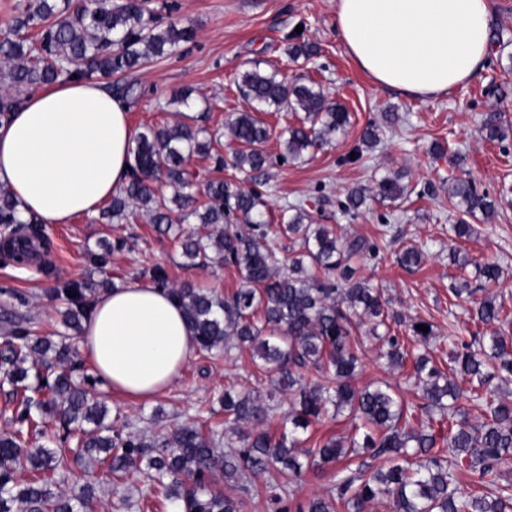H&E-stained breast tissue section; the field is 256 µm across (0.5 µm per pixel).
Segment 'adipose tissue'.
I'll return each mask as SVG.
<instances>
[{"label":"adipose tissue","mask_w":512,"mask_h":512,"mask_svg":"<svg viewBox=\"0 0 512 512\" xmlns=\"http://www.w3.org/2000/svg\"><path fill=\"white\" fill-rule=\"evenodd\" d=\"M490 10L491 0H336V29L377 85L427 100L483 68ZM134 147L124 102L97 81L62 79L0 124V183L23 218L67 224L125 184ZM78 345L106 388L139 399L169 388L196 348L178 302L139 282L97 297Z\"/></svg>","instance_id":"obj_1"}]
</instances>
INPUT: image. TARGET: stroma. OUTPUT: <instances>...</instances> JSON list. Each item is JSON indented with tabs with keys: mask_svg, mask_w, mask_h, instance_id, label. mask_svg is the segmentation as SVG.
I'll list each match as a JSON object with an SVG mask.
<instances>
[{
	"mask_svg": "<svg viewBox=\"0 0 512 512\" xmlns=\"http://www.w3.org/2000/svg\"><path fill=\"white\" fill-rule=\"evenodd\" d=\"M175 18L190 25L194 39L174 56L160 59L145 69L115 75L119 84H135L142 95L128 110L133 130L147 125L178 121L173 96L193 89L196 108L202 111L201 126L220 130L229 113L249 108L236 87L239 75L253 63L277 66L290 80L302 78L321 85L330 100L341 103L350 114L345 136L335 144L309 150L299 163L280 162L278 132L297 124L295 113L264 114L275 132L266 146L270 163L258 171L217 167L208 157L195 156L190 168L201 180L222 178L262 193L267 210L279 217L283 209L299 205L313 223L326 224L343 236H364L380 248L375 261L355 260L360 277L385 289L395 310L406 321L425 320L436 327L430 350L440 348L448 333L449 291L457 269L449 254V225L461 217L448 201L449 187L460 178L471 179L496 204L491 217L472 216L468 222L477 231L475 240L462 243L463 252L497 262L502 275L485 289L512 309V0H492L490 25L504 40L500 61L485 64L469 82L448 96L429 101L407 97L376 85L348 55L336 31L334 0H173ZM313 43L316 55L291 60L292 36ZM508 88L500 96L499 88ZM503 114L507 137L490 142L480 134V118L488 109ZM371 122L381 124L380 141L360 145V134ZM461 153L465 161L454 165L449 157ZM399 178L405 188L396 201L367 199L357 216L341 208L344 193L352 186L374 187L384 177ZM49 243L39 261L17 265L0 259V343L6 321L31 318L36 336L65 340L70 348L78 337L67 333L52 302L55 290L74 281L100 280L114 283L145 281L146 270L163 267L172 286L192 284L227 294L239 288L242 279L231 267L219 264L188 269L173 235L155 230L143 214H134L125 224H102L96 216L81 214L71 223L43 227ZM125 247H116L117 239ZM113 249L105 268H96L92 256L100 241ZM426 245L429 255L416 269L407 270L395 261L405 243ZM378 343L365 338L361 349L363 367L356 385L385 381L397 386L411 405L419 397L409 369H390L377 358ZM80 374L92 375L88 361L77 353ZM269 398L274 415L266 423L270 432L283 429L282 415L289 407L288 395L274 391L255 366L251 350L235 349L215 359L194 353L179 378L163 394L149 402L112 394L104 385L95 392L108 408L115 426L132 421L147 434L186 422L223 426L224 409L218 395L226 385ZM100 487L89 512H135L137 500L150 503L152 512H171L141 474L128 473L122 480L99 474Z\"/></svg>",
	"mask_w": 512,
	"mask_h": 512,
	"instance_id": "35a3bbf8",
	"label": "stroma"
}]
</instances>
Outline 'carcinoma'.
I'll return each mask as SVG.
<instances>
[{
  "instance_id": "cac0c4a2",
  "label": "carcinoma",
  "mask_w": 512,
  "mask_h": 512,
  "mask_svg": "<svg viewBox=\"0 0 512 512\" xmlns=\"http://www.w3.org/2000/svg\"><path fill=\"white\" fill-rule=\"evenodd\" d=\"M163 10L172 5L17 0L7 29L0 32V122L21 106L28 91L61 78L110 79L177 54L193 40L194 30L172 19L163 22ZM237 87L251 108L230 113L224 130L236 145L233 165L240 170L261 169L268 162L264 146L272 129L260 112H304L285 130L280 154L285 161H301L309 149L329 146L346 133L349 113L313 82L289 83L278 68L262 69L256 62L239 75ZM178 102L185 108L183 119L147 125L136 135L129 179L103 207L101 218L126 224L138 209L161 233L192 219L200 224L179 237L187 266L222 263L241 274L243 286L224 296L188 284L175 288L159 266L148 271L150 281L179 301L200 351L227 355L247 344L277 389L298 394L284 412L288 429L276 436L261 428L273 407L249 392L228 389L224 432L231 437L225 440L216 430L204 435L188 424L148 435L126 422L127 433L114 431L103 422L105 409L73 377L70 349L47 337L34 338L19 324L0 352V368L13 386L35 396L21 401L18 428L0 435V512L87 508L93 500L91 482L67 492L53 490L73 457L117 478L140 469L174 512H242L244 500L215 488L216 480L246 491L251 479L266 473L280 479L275 512H371L381 499L390 512H512V484L497 483L502 473H512V402L489 390L495 377L512 383V336L505 335L512 310L494 296L476 297L477 289L460 282L450 291L469 304L467 321L491 329L490 335L475 346L460 335L459 323L450 321L448 364L413 353L398 330L403 318L384 290L357 276L351 265L358 257L377 258L375 243L312 224L299 205L289 206L282 222L271 224L260 192L226 180L206 182L205 201H199L187 159L213 157L223 164L217 151L221 141L193 124L196 100L185 94ZM481 132L490 141L504 140L502 113H482ZM160 184L169 186L171 195L160 194ZM403 194L395 178L377 183L375 195L382 200L396 201ZM449 198L472 216H488L495 206L469 179L456 180ZM366 199V188L347 189L343 212L357 215ZM36 223L20 218L19 202L0 184V225L12 228V239L38 234ZM271 232L299 243V249L280 255L269 243ZM425 255L424 246L409 245L397 262L412 269ZM470 264L488 283L501 275L495 262H472L467 256L456 262L461 268ZM108 288L103 278L95 288L72 282L56 293L64 305V327L81 330L91 308L86 296ZM364 326L381 341L379 358L387 366L403 368L413 360L424 417L405 407L387 382L364 388L353 384ZM462 398L467 406L459 408ZM329 414L349 419L360 436L309 441V427ZM45 416L57 417L62 433L38 445L31 434ZM244 423L256 429L239 431ZM363 456L381 458L384 465L350 468ZM330 463L338 467L333 487L291 506L293 486L306 472ZM20 470L30 479L19 480Z\"/></svg>"
}]
</instances>
